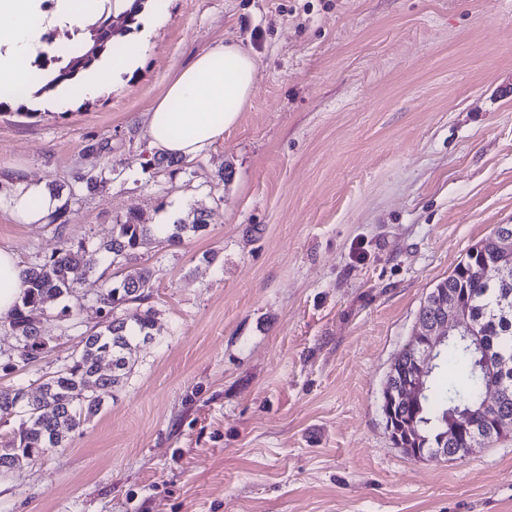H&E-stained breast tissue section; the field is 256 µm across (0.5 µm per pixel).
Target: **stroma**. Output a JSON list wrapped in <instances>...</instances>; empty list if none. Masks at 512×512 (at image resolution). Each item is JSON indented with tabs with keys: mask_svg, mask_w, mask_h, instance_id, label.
Returning <instances> with one entry per match:
<instances>
[{
	"mask_svg": "<svg viewBox=\"0 0 512 512\" xmlns=\"http://www.w3.org/2000/svg\"><path fill=\"white\" fill-rule=\"evenodd\" d=\"M224 41L258 59L249 102L199 157L157 167L148 112ZM507 77L512 0H166L118 84L65 107L0 93V247L22 265L60 242L12 218L20 177L63 200L77 173L111 171L71 212L75 241L209 213L143 248L155 340L65 447L0 474V512H512V436L419 461L381 409L428 292L512 224ZM105 267L47 301L45 357L0 387L70 362Z\"/></svg>",
	"mask_w": 512,
	"mask_h": 512,
	"instance_id": "35a3bbf8",
	"label": "stroma"
}]
</instances>
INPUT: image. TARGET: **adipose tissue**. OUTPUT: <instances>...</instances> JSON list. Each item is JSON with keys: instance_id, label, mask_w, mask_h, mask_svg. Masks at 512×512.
I'll list each match as a JSON object with an SVG mask.
<instances>
[{"instance_id": "1", "label": "adipose tissue", "mask_w": 512, "mask_h": 512, "mask_svg": "<svg viewBox=\"0 0 512 512\" xmlns=\"http://www.w3.org/2000/svg\"><path fill=\"white\" fill-rule=\"evenodd\" d=\"M98 0H55L46 10L43 0H0V87L26 90L32 86L34 61L44 32L53 26L73 28L94 13ZM137 53L120 50L104 54L83 72L71 96L94 95L102 73L120 78L129 72ZM258 69L256 58L238 44L221 43L198 52L180 67L163 97L147 115L150 144L166 155L192 159L222 139L248 102ZM59 200L43 184L17 182L11 198L12 216L25 224H43ZM23 293L22 266L15 252L0 247V316L10 313Z\"/></svg>"}]
</instances>
